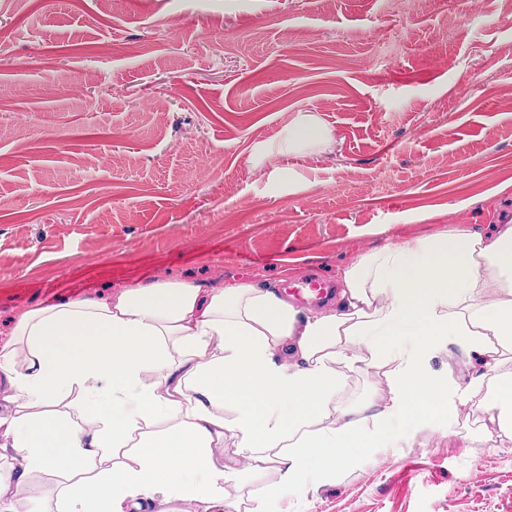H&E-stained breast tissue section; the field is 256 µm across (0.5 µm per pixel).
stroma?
Masks as SVG:
<instances>
[{
	"mask_svg": "<svg viewBox=\"0 0 512 512\" xmlns=\"http://www.w3.org/2000/svg\"><path fill=\"white\" fill-rule=\"evenodd\" d=\"M0 30V337L61 283H334L512 220V0H0ZM302 111L332 141L260 154ZM343 374L330 416L355 419L383 371ZM488 423L475 400L455 437L403 429L292 512H512Z\"/></svg>",
	"mask_w": 512,
	"mask_h": 512,
	"instance_id": "35a3bbf8",
	"label": "stroma"
}]
</instances>
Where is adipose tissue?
I'll return each instance as SVG.
<instances>
[{
	"mask_svg": "<svg viewBox=\"0 0 512 512\" xmlns=\"http://www.w3.org/2000/svg\"><path fill=\"white\" fill-rule=\"evenodd\" d=\"M330 130L298 113L278 144L299 152ZM340 309L309 314L273 288L133 281L113 296L23 309L0 339V512L41 500L31 476L59 477L56 512H145L157 499L229 512L236 467L217 463L225 434L254 477L280 472L251 512L335 480L402 428L447 434L479 398L512 435V224L389 243L339 273ZM443 349L489 377L433 371ZM384 371V408L329 418L340 365Z\"/></svg>",
	"mask_w": 512,
	"mask_h": 512,
	"instance_id": "ef3b65f1",
	"label": "adipose tissue"
}]
</instances>
